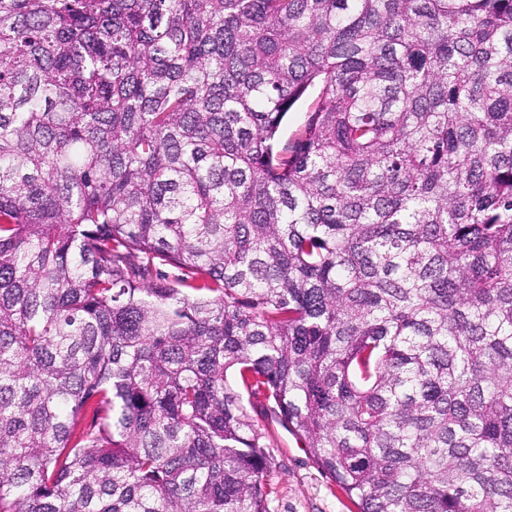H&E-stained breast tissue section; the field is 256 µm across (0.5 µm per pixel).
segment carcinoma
Instances as JSON below:
<instances>
[{
    "instance_id": "cac0c4a2",
    "label": "carcinoma",
    "mask_w": 512,
    "mask_h": 512,
    "mask_svg": "<svg viewBox=\"0 0 512 512\" xmlns=\"http://www.w3.org/2000/svg\"><path fill=\"white\" fill-rule=\"evenodd\" d=\"M275 424L512 512V0H0V512H268Z\"/></svg>"
}]
</instances>
